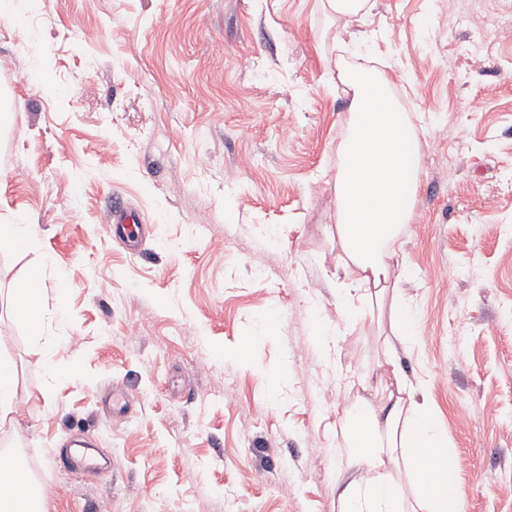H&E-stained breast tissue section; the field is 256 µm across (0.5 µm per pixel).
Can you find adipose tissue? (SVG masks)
<instances>
[{"label": "adipose tissue", "instance_id": "1", "mask_svg": "<svg viewBox=\"0 0 512 512\" xmlns=\"http://www.w3.org/2000/svg\"><path fill=\"white\" fill-rule=\"evenodd\" d=\"M344 82L353 94V112L336 171V245L338 265L354 270L359 287L384 298L392 245L412 213L419 187L421 139L390 94V78L373 68L348 72ZM391 335L385 342V363L391 379L382 397L389 410L378 409L357 397L344 435L361 463L397 471L385 478L346 487L339 497V512H463L456 479V455L448 436L427 401L396 369L400 344L414 341L416 313L393 300ZM410 480L416 496L407 501L403 480ZM32 503L31 512H45L14 460L0 458V512H16Z\"/></svg>", "mask_w": 512, "mask_h": 512}]
</instances>
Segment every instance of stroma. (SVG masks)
I'll list each match as a JSON object with an SVG mask.
<instances>
[{
	"label": "stroma",
	"mask_w": 512,
	"mask_h": 512,
	"mask_svg": "<svg viewBox=\"0 0 512 512\" xmlns=\"http://www.w3.org/2000/svg\"><path fill=\"white\" fill-rule=\"evenodd\" d=\"M0 0V353L47 512H338L387 316L347 318L334 180L352 92L386 69L423 127L389 283L396 349L458 454L465 512H512V0ZM151 236L112 235L113 197ZM42 266L41 336L15 297ZM334 330L324 348L321 328ZM119 384L129 418L101 397ZM89 442L96 468L52 451ZM331 8L347 21L359 20L368 11L369 0H330Z\"/></svg>",
	"instance_id": "35a3bbf8"
}]
</instances>
